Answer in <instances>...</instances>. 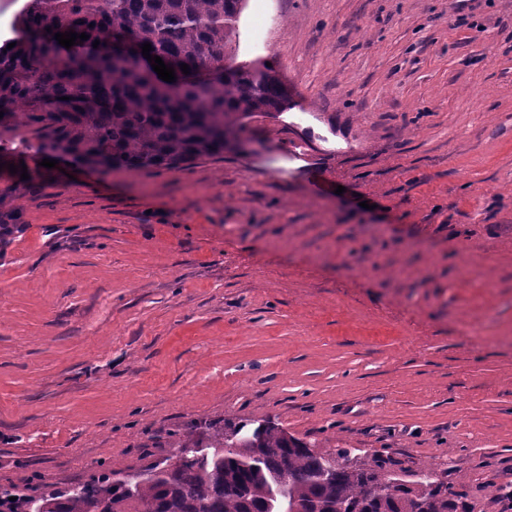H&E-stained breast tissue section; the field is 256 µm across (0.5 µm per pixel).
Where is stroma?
I'll use <instances>...</instances> for the list:
<instances>
[{"label":"stroma","mask_w":512,"mask_h":512,"mask_svg":"<svg viewBox=\"0 0 512 512\" xmlns=\"http://www.w3.org/2000/svg\"><path fill=\"white\" fill-rule=\"evenodd\" d=\"M230 62L288 90L237 154L47 169L0 136V487L241 418L455 458L469 512H512V0H245Z\"/></svg>","instance_id":"stroma-1"}]
</instances>
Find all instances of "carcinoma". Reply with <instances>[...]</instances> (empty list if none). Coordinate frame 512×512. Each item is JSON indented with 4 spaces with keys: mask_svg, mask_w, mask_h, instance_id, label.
I'll use <instances>...</instances> for the list:
<instances>
[{
    "mask_svg": "<svg viewBox=\"0 0 512 512\" xmlns=\"http://www.w3.org/2000/svg\"><path fill=\"white\" fill-rule=\"evenodd\" d=\"M241 3L28 0L15 47H0V129L27 127L35 143L23 137L25 147L93 169H170L240 151L246 120L288 103L271 70L224 65ZM69 31L89 38L67 49L54 34ZM146 42L175 81L158 78ZM250 425L226 419L205 437L182 434L180 464L103 471L29 497L26 512H467L431 463L407 479L377 455L354 463L347 448L319 453L270 425L235 436Z\"/></svg>",
    "mask_w": 512,
    "mask_h": 512,
    "instance_id": "obj_1",
    "label": "carcinoma"
}]
</instances>
